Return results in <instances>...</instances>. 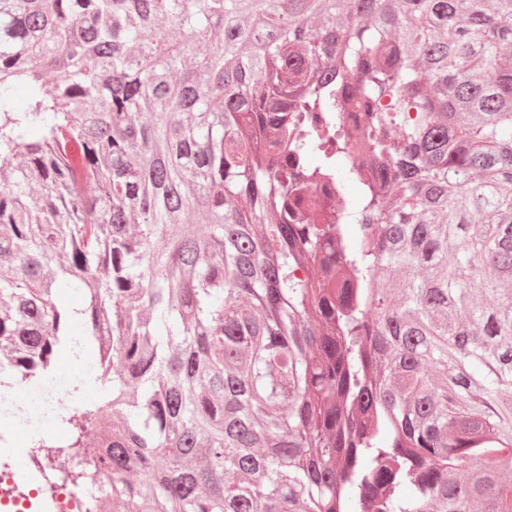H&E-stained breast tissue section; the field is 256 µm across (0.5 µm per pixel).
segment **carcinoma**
Segmentation results:
<instances>
[{"instance_id": "carcinoma-1", "label": "carcinoma", "mask_w": 512, "mask_h": 512, "mask_svg": "<svg viewBox=\"0 0 512 512\" xmlns=\"http://www.w3.org/2000/svg\"><path fill=\"white\" fill-rule=\"evenodd\" d=\"M1 269L93 512H512V0H0Z\"/></svg>"}]
</instances>
